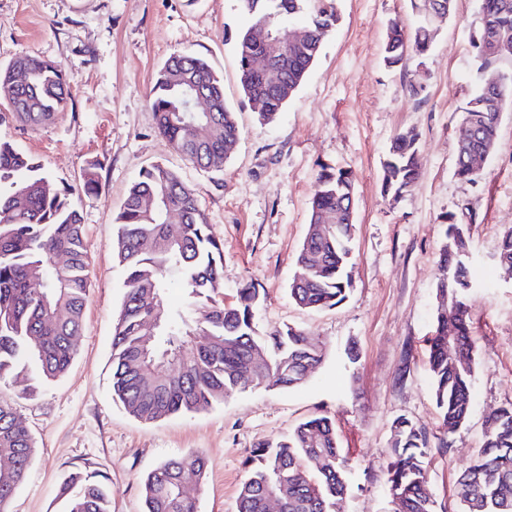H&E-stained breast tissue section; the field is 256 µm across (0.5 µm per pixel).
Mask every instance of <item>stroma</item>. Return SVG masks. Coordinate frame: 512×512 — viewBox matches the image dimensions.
I'll return each mask as SVG.
<instances>
[{
  "mask_svg": "<svg viewBox=\"0 0 512 512\" xmlns=\"http://www.w3.org/2000/svg\"><path fill=\"white\" fill-rule=\"evenodd\" d=\"M340 16L279 118L260 124L244 100L232 32L248 15L240 0H0V65L21 55L53 60L72 78L71 98L46 125L8 118L0 136L36 157L68 188L84 224L90 296L78 353L53 382L29 372L0 383L33 437L36 453L12 512H64L60 488L70 472L107 476L112 512H143L139 482L160 463L188 453L206 461L190 483L198 512H235L251 448L316 414L335 418L350 459L340 512H394L387 467L393 423L410 419L447 447H433L429 477L436 512H459L453 489L484 442L492 410L512 403V278L496 268L499 238L512 228V108L477 181L455 174L459 116L480 65L472 39L480 0H456L425 56L404 66L383 61L387 25L413 28L409 0H336ZM205 58L224 77V96L242 135L222 170H204L177 153L157 129L149 91L176 50ZM426 85L422 99L408 80ZM419 135V176L399 201L383 195L382 162L392 138ZM98 163V189L83 174ZM161 163L192 187L212 236L224 247L225 305L254 280L265 300L260 330L302 327L325 357L299 386L249 388L224 403L154 424L112 399V327L124 292L112 256L114 218L141 170ZM347 170L356 230L348 299L323 311L298 307L288 288L308 229L309 203L322 167ZM465 230L476 282L467 301L475 345V392L467 423L447 434L436 407L428 340L437 306L438 259L447 216ZM355 349L357 362L346 352ZM34 395H26L27 385Z\"/></svg>",
  "mask_w": 512,
  "mask_h": 512,
  "instance_id": "obj_1",
  "label": "stroma"
}]
</instances>
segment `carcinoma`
Returning <instances> with one entry per match:
<instances>
[{"mask_svg": "<svg viewBox=\"0 0 512 512\" xmlns=\"http://www.w3.org/2000/svg\"><path fill=\"white\" fill-rule=\"evenodd\" d=\"M251 22L237 30L234 45L244 98L262 99V124L277 120L286 101L252 78L251 59L262 31L276 38L284 23L303 19L300 44L289 47L285 79L300 86L316 62L323 41L335 27V0H240ZM434 0H410L420 17L411 31L391 22L384 62L396 66L407 51L425 55L432 37L428 22ZM482 27L491 39L474 41L480 59L476 91L460 113L456 142L458 176L475 180L471 150L495 148L501 112L512 105V76L502 88L488 87L484 72L498 71L505 56L500 42L512 45V0H481ZM26 83L14 86L16 62L0 67V90L11 115L30 125L53 121L71 98V78L50 60L25 58ZM210 99L212 112L191 115L184 104L192 88ZM149 102L156 128L189 161L203 169L224 167L226 141L240 139L236 113L224 101L222 78L202 57L176 51L157 73ZM418 176L417 134L407 131L390 144L383 162L382 192L398 200ZM154 200L146 209L145 199ZM354 190L348 172L324 167L310 201L308 231L298 249L290 295L301 308L331 309L347 297L352 282L349 220ZM176 212L181 221H168ZM112 251L123 272L124 293L112 330V398L135 419L154 423L175 414L203 410L249 387L292 388L323 360L322 347L305 330L285 325L262 333L256 311L263 299L258 284L238 288L237 303L219 300L223 288V246L209 233L195 190L176 172L155 164L129 188L115 218ZM460 225L450 222L439 260L437 289L456 292L454 311H436L429 343V366L436 405L448 432L468 420L474 406L475 352L470 336L467 293L473 287ZM63 254L62 265L55 257ZM496 263L512 266V229L502 235ZM89 257L79 212L35 157L0 138V381L19 366L33 367L46 381L61 377L77 354L84 311L90 294ZM36 276L42 288H32ZM183 288L186 310L167 322L164 309L171 279ZM191 345L193 356L182 354ZM15 411L0 400V457L14 465L0 470V512H11L17 490L26 482L35 442L13 427ZM387 483L397 512H436L429 481L430 441L407 418L394 422ZM191 471L202 479L204 459L193 453L170 459L142 479L145 512H196L181 497L178 477ZM348 458L339 448L336 422L326 414L299 423L287 436L258 444L246 459V474L236 512H266V500L282 499V512H339L348 491ZM66 512H111L107 484L79 471L63 482ZM455 496L461 512H512V405L489 413L485 440L473 462L459 476Z\"/></svg>", "mask_w": 512, "mask_h": 512, "instance_id": "1", "label": "carcinoma"}]
</instances>
